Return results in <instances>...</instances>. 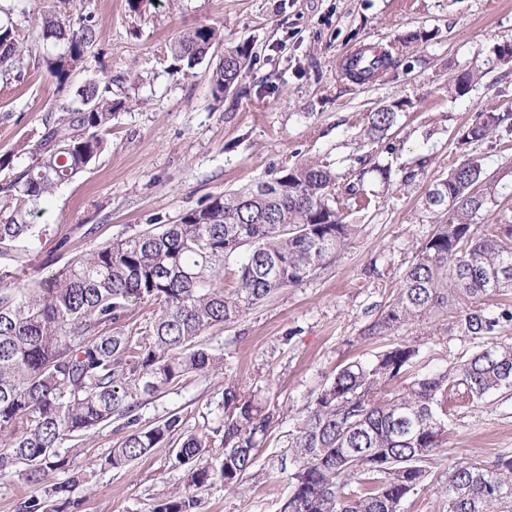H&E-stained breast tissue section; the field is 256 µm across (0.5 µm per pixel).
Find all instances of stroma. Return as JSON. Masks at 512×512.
Masks as SVG:
<instances>
[{"label":"stroma","mask_w":512,"mask_h":512,"mask_svg":"<svg viewBox=\"0 0 512 512\" xmlns=\"http://www.w3.org/2000/svg\"><path fill=\"white\" fill-rule=\"evenodd\" d=\"M0 0L25 39L20 68L0 75V154L26 146L17 167L30 161L44 123L59 118L87 79L111 77L120 109L107 150L62 185L41 223L26 277L62 270L76 254L153 224H174L209 197L230 194L283 164L330 162L350 178L359 157L388 168L390 184L366 175L378 207L351 216L355 226L341 256L295 288L279 291L234 322L204 331L199 343L220 358L211 371L163 387L139 410L141 425L180 416L185 430L208 431L222 415V392L235 385L256 394L273 420L267 441L240 488L214 482L194 489L201 512H279L288 494L280 472L288 433L311 399L344 364L394 343H420L423 371L447 367L480 342L447 320L414 325L390 336H368L398 288L415 250L430 234L424 199L465 153L480 155L499 178L501 209L512 211V140L461 149L458 129L477 112L512 111V0H33L77 17L92 13L98 38L87 66L58 86L29 15ZM201 23L224 29V43L191 69L172 52L181 31ZM249 42L246 78L214 98L210 76L225 49ZM391 43L400 61L377 79L354 86L338 76L343 55L366 43ZM479 78L459 91L454 80ZM403 102L396 125L379 142L364 135L367 113ZM416 170L412 181L406 171ZM54 257L53 269L43 268ZM122 434L107 426L84 439L73 470L84 483L74 512H154L165 496L188 490V472L159 449L122 469L103 459ZM512 457V394H493L461 410L430 464L428 485L410 495L402 512H448L443 491L449 467L476 459Z\"/></svg>","instance_id":"35a3bbf8"}]
</instances>
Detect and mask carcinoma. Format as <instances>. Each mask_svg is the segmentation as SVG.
Masks as SVG:
<instances>
[{"instance_id":"cac0c4a2","label":"carcinoma","mask_w":512,"mask_h":512,"mask_svg":"<svg viewBox=\"0 0 512 512\" xmlns=\"http://www.w3.org/2000/svg\"><path fill=\"white\" fill-rule=\"evenodd\" d=\"M32 19L52 49L44 57L48 71L67 83L97 40L94 17L73 24L45 10ZM223 41L219 26L202 23L176 39L174 55L191 67ZM23 54L13 24L0 21V71ZM251 58L247 43L224 52L211 76L215 97L239 84ZM118 106L112 80L89 79L62 107L65 115L44 124L31 162L0 183V470L23 464L25 479L46 482L44 497L26 499L20 512H48L51 498L61 502L55 512L77 506L72 493L82 473L60 483L48 478L80 452L65 447L67 440L114 422L125 435L105 459L109 466L122 468L165 448L174 464L189 469L190 485L218 480L236 490L270 428L271 415L254 397L224 388V450L216 466L204 460L210 434L185 433L180 417L139 426L143 397L215 368L219 358L197 343L202 331L301 285L338 257L354 230L349 218L371 205L365 175L392 179L375 165L343 183L327 162L283 165L233 194L209 198L176 224L121 235L74 256L60 276L13 287L10 267L23 264L42 235L34 219L107 148ZM400 107L367 115L370 141L387 137ZM501 129L512 131V112H479L458 131V143L482 142ZM497 194L476 155L431 185L424 205L435 216L434 229L394 298L366 328L390 335L446 313L452 327L486 344L423 374L415 371L420 345L406 340L342 366L288 434L290 460L281 473L289 492L280 512H401L407 496L427 486L428 463L443 446L448 421L492 393L512 391V342L503 336L512 327V302L487 304L512 294V224L475 222L498 205ZM231 259L236 269L227 282ZM145 299L158 311L134 336L129 313ZM404 376L402 389H390ZM445 493L448 512H512V457L454 466ZM197 508L186 491L160 500L155 512Z\"/></svg>"}]
</instances>
